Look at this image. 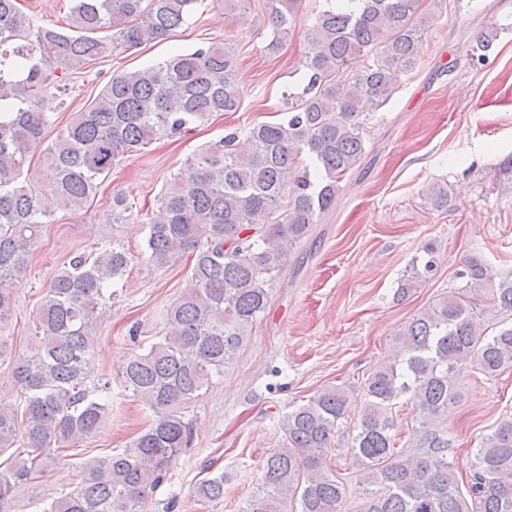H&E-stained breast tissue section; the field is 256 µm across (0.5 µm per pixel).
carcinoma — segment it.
Wrapping results in <instances>:
<instances>
[{"label":"carcinoma","instance_id":"carcinoma-1","mask_svg":"<svg viewBox=\"0 0 512 512\" xmlns=\"http://www.w3.org/2000/svg\"><path fill=\"white\" fill-rule=\"evenodd\" d=\"M68 29L31 27L18 0H0V279L20 282L48 206L72 212L95 197L99 180L125 154L154 139L186 133L216 112L243 105L238 55L212 43L176 52L155 66L112 75L91 105L61 130L47 156L46 181L23 179L27 149L49 123L56 70L78 69L107 51L124 53L165 40L200 0H71ZM442 0H322L309 29L306 84L284 116L232 130L205 145L160 198L149 225L147 259L159 268L186 255L190 276L168 308L164 335L131 356L120 381L154 413L128 448L85 460L73 489L41 512H143L173 457L191 444L182 409L224 371L265 313L271 283L288 256L336 204L342 182L366 153L365 124L420 64L419 44ZM301 0H264L282 44ZM112 30V40L96 37ZM493 35L472 46L486 58ZM126 197L112 199V222L128 218ZM400 280L397 295L436 270L438 248ZM124 248L104 239L73 254L36 308L30 347L9 357L23 407L0 403V512L15 485L45 475L57 455L100 431L112 411L109 384L91 374L90 326L103 317L110 287L129 274ZM464 285L405 324L392 355L361 382L363 412L349 442L364 471V512H512V416L473 452L461 492L448 461V416L464 359L487 377L512 365V274L495 277L479 255L456 271ZM504 315L492 327L476 300ZM15 301L0 288V324ZM354 391L327 386L282 416L281 443L267 458L242 512H346L347 488L323 471V457L349 413ZM418 410L413 447L396 448L393 409ZM197 495L224 497V473L200 481Z\"/></svg>","mask_w":512,"mask_h":512}]
</instances>
